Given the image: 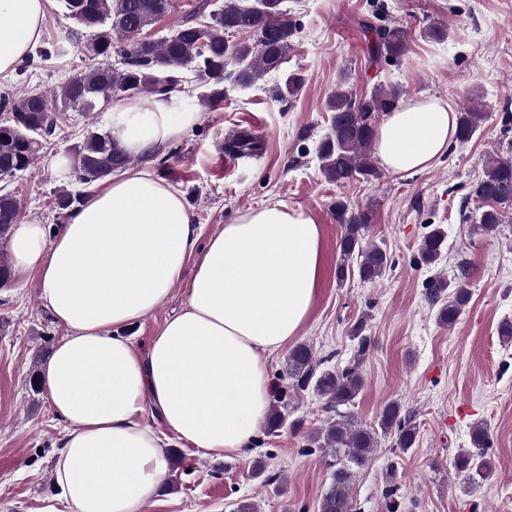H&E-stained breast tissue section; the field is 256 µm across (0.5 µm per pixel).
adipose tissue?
<instances>
[{
	"label": "adipose tissue",
	"instance_id": "ef3b65f1",
	"mask_svg": "<svg viewBox=\"0 0 512 512\" xmlns=\"http://www.w3.org/2000/svg\"><path fill=\"white\" fill-rule=\"evenodd\" d=\"M48 0H0V77L40 39ZM112 136L139 156L177 139L194 112L156 99L121 104ZM457 113L435 98L386 113L374 136L394 174L432 168L455 139ZM182 193L145 171L113 176L55 231L13 225L16 275L67 333L40 375L66 423L54 470L70 512H143L168 477L171 441L221 458L252 448L272 388L266 360L298 336L323 271V228L283 204L250 210L200 244ZM186 281V300L146 349L122 330ZM152 405L166 427L143 420Z\"/></svg>",
	"mask_w": 512,
	"mask_h": 512
}]
</instances>
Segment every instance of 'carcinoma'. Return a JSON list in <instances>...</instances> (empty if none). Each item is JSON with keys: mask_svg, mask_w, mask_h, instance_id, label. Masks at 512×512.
Here are the masks:
<instances>
[{"mask_svg": "<svg viewBox=\"0 0 512 512\" xmlns=\"http://www.w3.org/2000/svg\"><path fill=\"white\" fill-rule=\"evenodd\" d=\"M65 15L88 33L90 52L100 58L95 67L80 70L57 88L43 93L29 91L19 96L0 94V112L8 118L0 123V178H12L28 171L44 143L56 135L57 113L95 111L99 102L114 96L170 98L178 91L185 74L192 72L197 83L207 87L202 97L211 104L224 101L225 69L236 66L235 81L249 87L264 75L280 69L297 32L296 23L283 9V0H224L205 24L185 23L161 37H145L143 32L174 9V0H63ZM360 25L367 40L370 61L378 63L400 57L408 44V32L397 25H377L363 20ZM253 30L247 41H232L228 35ZM65 45L47 41L35 48L19 68L24 71L66 54ZM127 55L123 63H111L112 56ZM303 78L285 77L279 96L298 93ZM403 90L396 85L376 84L368 93L357 95L342 79L327 97L330 113L329 132L319 146L320 171L329 182L342 185L375 180L380 176L372 154L374 133L380 116L398 108ZM484 113L466 108L457 119L456 139L465 142L479 128ZM238 156H252L261 144L250 134L238 132L224 143ZM129 156L109 131H91L69 155L76 180L91 184L127 167ZM478 204L479 216L474 229L483 234L499 232L504 223L500 206L512 203V153L498 152L486 157L483 176L469 189ZM84 194L63 189L54 200V208L67 215L77 211ZM336 222L342 227L339 241L340 263L337 280L358 277L372 282L385 272L389 258L378 244L366 240L373 213L367 208H352L336 201ZM18 221L16 197L10 191L0 193V239L10 234ZM445 233L438 225L422 239V260L433 264L442 255ZM427 297L438 305L436 320L453 326L458 321L470 293L462 282L445 279L430 281ZM310 346L301 344L288 354V378L300 390L312 388L325 401V409L334 414L322 432L323 447L334 460L331 483L322 496L320 512H354L351 485L358 470L367 464L378 445V433L397 429L399 448L408 450L415 441L416 428L401 417L400 406L386 405L378 428L361 424L348 411L361 392L364 381L358 363L337 371H318ZM486 439L485 428L477 425L471 432L472 447L453 458V467L469 483L480 485L493 474L490 459L480 451Z\"/></svg>", "mask_w": 512, "mask_h": 512, "instance_id": "obj_1", "label": "carcinoma"}]
</instances>
